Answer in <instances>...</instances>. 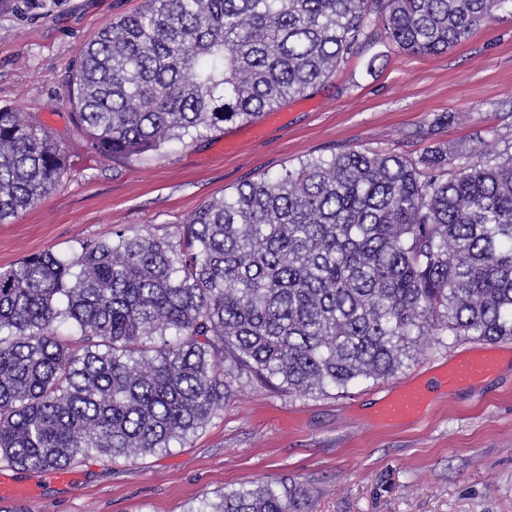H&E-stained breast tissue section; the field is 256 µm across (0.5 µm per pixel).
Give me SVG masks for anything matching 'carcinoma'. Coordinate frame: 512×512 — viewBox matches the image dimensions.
Masks as SVG:
<instances>
[{
	"mask_svg": "<svg viewBox=\"0 0 512 512\" xmlns=\"http://www.w3.org/2000/svg\"><path fill=\"white\" fill-rule=\"evenodd\" d=\"M512 0H145L80 53L68 120L105 159L249 122L384 37L446 52ZM64 144L0 106V224L58 190ZM512 340V141L310 157L203 203L175 239L122 227L0 271V459L59 471L210 423L243 382L347 391L426 336ZM288 479L191 512H300Z\"/></svg>",
	"mask_w": 512,
	"mask_h": 512,
	"instance_id": "carcinoma-1",
	"label": "carcinoma"
}]
</instances>
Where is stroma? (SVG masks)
Wrapping results in <instances>:
<instances>
[{
	"label": "stroma",
	"instance_id": "35a3bbf8",
	"mask_svg": "<svg viewBox=\"0 0 512 512\" xmlns=\"http://www.w3.org/2000/svg\"><path fill=\"white\" fill-rule=\"evenodd\" d=\"M144 0H7L0 8V105L36 115L63 140V187L0 224V268L42 251L145 226L157 236L204 201L299 160L344 147L420 156L490 149L512 138V15L498 14L447 52L410 54L384 36L345 59L307 97L289 101L264 135L241 131L235 154L217 131L158 156L112 161L70 134L65 89L81 48ZM464 123H445L451 113ZM462 337H425L380 382L345 393L288 394L257 382L182 445L130 460L79 457L72 481L0 462V479L32 486L36 499L0 512H190L202 496L248 481L287 477L308 494L303 512H512V355L479 384L440 390L422 416L396 424L380 411L426 384Z\"/></svg>",
	"mask_w": 512,
	"mask_h": 512
}]
</instances>
